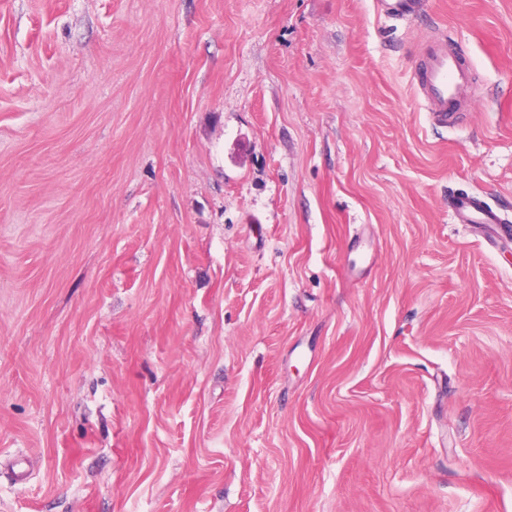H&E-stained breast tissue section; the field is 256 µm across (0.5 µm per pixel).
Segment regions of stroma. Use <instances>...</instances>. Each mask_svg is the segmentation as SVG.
Instances as JSON below:
<instances>
[{
	"label": "stroma",
	"mask_w": 512,
	"mask_h": 512,
	"mask_svg": "<svg viewBox=\"0 0 512 512\" xmlns=\"http://www.w3.org/2000/svg\"><path fill=\"white\" fill-rule=\"evenodd\" d=\"M413 4L0 0V512H512V0ZM472 81L471 70L460 61L456 51L444 42L429 45L419 75L425 104L436 123L447 127L454 123L465 101L461 90ZM451 209L458 224L501 225L505 221L497 211L474 194H457L452 200Z\"/></svg>",
	"instance_id": "stroma-1"
}]
</instances>
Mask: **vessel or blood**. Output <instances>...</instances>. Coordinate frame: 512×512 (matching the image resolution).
I'll return each instance as SVG.
<instances>
[{
    "mask_svg": "<svg viewBox=\"0 0 512 512\" xmlns=\"http://www.w3.org/2000/svg\"><path fill=\"white\" fill-rule=\"evenodd\" d=\"M472 81V73L460 61L447 43L429 45L419 75L425 104L436 123H454L465 101L461 90ZM453 218L460 224H502V216L479 196L469 193L456 195L451 203Z\"/></svg>",
    "mask_w": 512,
    "mask_h": 512,
    "instance_id": "vessel-or-blood-1",
    "label": "vessel or blood"
}]
</instances>
